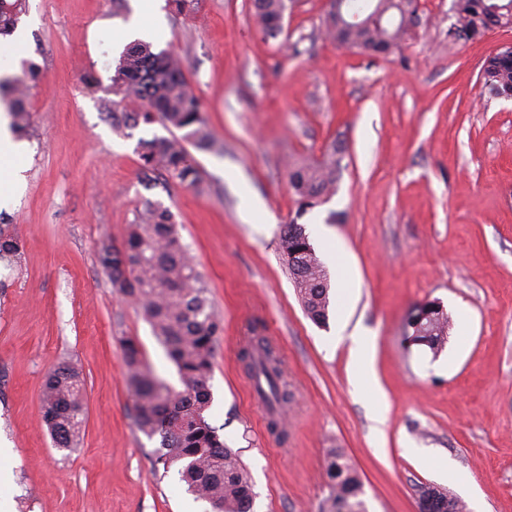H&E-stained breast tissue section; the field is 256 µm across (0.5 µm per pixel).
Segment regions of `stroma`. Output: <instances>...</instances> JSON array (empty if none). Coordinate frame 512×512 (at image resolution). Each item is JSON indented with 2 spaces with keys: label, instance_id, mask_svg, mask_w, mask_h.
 Listing matches in <instances>:
<instances>
[{
  "label": "stroma",
  "instance_id": "obj_1",
  "mask_svg": "<svg viewBox=\"0 0 512 512\" xmlns=\"http://www.w3.org/2000/svg\"><path fill=\"white\" fill-rule=\"evenodd\" d=\"M425 24L389 56L356 53L320 33L329 0H296L285 26L301 55L257 32L251 0H162L149 41L185 62L220 153L192 149L197 186L140 179L139 139L163 125L112 127L116 32L131 0H29L25 44L32 125L24 185L0 206L19 239L0 263V495L14 512H208L177 466L156 467L159 438L137 430L121 341L181 382L140 308L117 293L98 247L120 244L145 201L175 215L224 325L206 411L239 456L253 512H319L327 449H346L368 512H417L432 484L512 512V99L479 83L512 28L478 41L449 36L452 0H421ZM343 149L336 190L296 216L288 165ZM298 218L330 273L327 326L304 313L278 249ZM451 319L440 353L407 345L416 304ZM272 342L290 388L287 442L268 428L240 359L250 326ZM376 338L380 393L349 381L353 331ZM73 362L85 381L77 447L54 448L41 412L47 372ZM387 414L378 428L373 411ZM471 474L472 492L448 480Z\"/></svg>",
  "mask_w": 512,
  "mask_h": 512
}]
</instances>
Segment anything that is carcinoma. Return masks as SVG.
Segmentation results:
<instances>
[{
    "label": "carcinoma",
    "mask_w": 512,
    "mask_h": 512,
    "mask_svg": "<svg viewBox=\"0 0 512 512\" xmlns=\"http://www.w3.org/2000/svg\"><path fill=\"white\" fill-rule=\"evenodd\" d=\"M253 16L266 39L284 33L288 10L286 0H253ZM416 0H331L322 24L326 35L341 46L371 55H391L401 50L415 25ZM26 11V0H0V35L7 36ZM454 22L450 33L464 40L483 37L495 28H512V0H454ZM483 85L492 92L512 94V60L496 59L482 68ZM112 86L119 99L112 101V126L135 128L161 123L181 135L142 139L138 154L142 180L151 184L156 173L183 186H193L200 172L187 146L224 150L210 132L202 106L190 91L182 59L171 51L155 50L146 42L127 47L114 66ZM10 104L13 123L27 131L31 114L21 80L0 83ZM128 99L143 102L139 112L122 111ZM341 158L331 151L319 164H298L289 169L288 182L295 196L297 212L303 213L326 202L335 186ZM304 247L305 270L297 275L289 268L296 292L307 317L323 326L328 321L329 277L304 228L295 220L284 225L280 249L287 256ZM16 240L0 232V261L13 262ZM99 263L120 295L136 303L150 322L155 335L174 363L183 389L176 390L149 369L139 343L122 340L127 367V385L134 402V421L147 437H160L161 451L154 465L168 467L182 463L180 480L196 499L208 503L211 512H251L253 493L238 455L224 446L205 416L210 403L209 381L223 323L208 298L201 273L182 243L173 212L159 202L147 200L128 225L121 247L102 242ZM412 339L433 352L442 350L448 338L450 319L439 305L426 304L424 316L409 320ZM241 350L246 371L258 393L266 400L269 429L279 437L280 412L291 401L292 392L284 378L281 361L267 337L257 327ZM84 381L80 371L68 362L53 367L44 380L41 411L54 446L67 450L75 446L84 422ZM328 496L319 512H367L364 485L350 457L341 448L328 449L325 457ZM417 496L448 500L452 512H463L464 503L443 488L424 485Z\"/></svg>",
    "instance_id": "carcinoma-1"
}]
</instances>
